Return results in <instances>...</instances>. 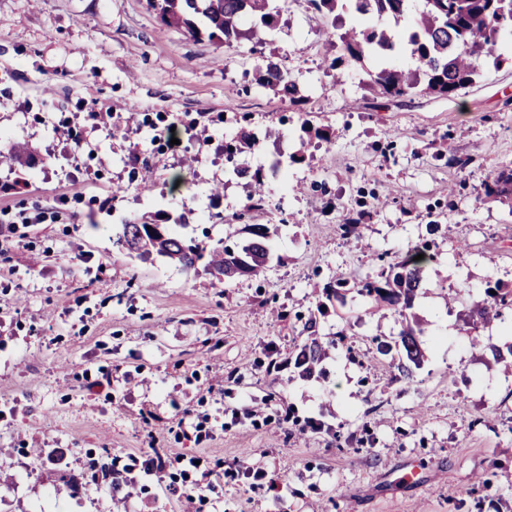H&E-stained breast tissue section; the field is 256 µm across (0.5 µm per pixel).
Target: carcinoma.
<instances>
[{"label": "carcinoma", "mask_w": 512, "mask_h": 512, "mask_svg": "<svg viewBox=\"0 0 512 512\" xmlns=\"http://www.w3.org/2000/svg\"><path fill=\"white\" fill-rule=\"evenodd\" d=\"M280 0H149L159 9L161 20L169 26L185 27L195 37L200 29L195 19L211 28L209 38L217 34L224 41L248 38L257 46L270 42L282 11ZM355 10L362 15L393 21L386 28L352 26L336 35L345 57L336 62L359 61L384 51H391L398 43L406 44L410 56L417 62L415 68L385 64L371 74L367 87L384 97H399L416 91L452 97L472 85L488 61L500 63L498 44L504 32L512 29V0H420L422 8L411 27L400 23L410 11L412 0H354ZM251 17L248 28L242 21ZM259 83L276 95L294 98L297 85L276 64L269 62L261 71ZM236 177L252 181L246 212L266 210L268 200L264 193V175L257 171L234 170ZM485 196L512 203V168L496 171L483 185ZM171 221L169 214L158 211L148 220H130L122 225L116 243L130 256L148 260L159 256L189 270L206 260V267L217 283L236 277L258 275L270 262L267 224H250V237L233 245L219 238L206 245L189 235L168 229L164 235H155L148 227ZM435 242L421 240L404 253L398 252L385 261L375 274L352 277L340 274L323 289L328 301L346 304L350 293L369 298L371 311L388 307L401 318V330L391 340H376V352L397 362L405 379H413V369L420 368L423 354L419 336L423 330L414 328L407 320L406 311L412 308L427 265L437 260ZM424 258L416 261L414 257ZM512 309V287L501 280H489L483 288V299L471 311L473 329L488 327L502 320V310ZM304 343L293 356L299 376L310 378L323 373L322 363L330 348L344 341L341 333L322 334L314 316L303 325Z\"/></svg>", "instance_id": "obj_1"}]
</instances>
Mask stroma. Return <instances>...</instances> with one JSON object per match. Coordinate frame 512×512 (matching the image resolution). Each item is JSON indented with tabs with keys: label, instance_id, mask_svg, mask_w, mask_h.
<instances>
[{
	"label": "stroma",
	"instance_id": "obj_1",
	"mask_svg": "<svg viewBox=\"0 0 512 512\" xmlns=\"http://www.w3.org/2000/svg\"><path fill=\"white\" fill-rule=\"evenodd\" d=\"M336 13L288 0L264 60L248 40L165 25L148 0H0V151L31 153L0 162V512H512V357L489 350L500 325L480 351L469 324L487 280L512 283V208L481 189L512 166V37L457 96L382 98L366 88L374 60L337 64L331 44L333 25L371 18ZM267 60L295 98L259 84ZM245 130L259 142L241 165L268 171L253 221L288 222L263 274L219 285L116 245L121 223L159 209L198 238L240 231L251 186L224 145ZM299 153L291 181L270 174ZM146 167L149 191L132 180ZM359 211L360 237L340 239ZM429 224L413 381L373 344L397 316L357 296L320 320L349 350L301 378L288 358L324 284L377 272L374 255ZM451 283L465 302L448 304ZM89 453L118 487L85 475Z\"/></svg>",
	"mask_w": 512,
	"mask_h": 512
}]
</instances>
